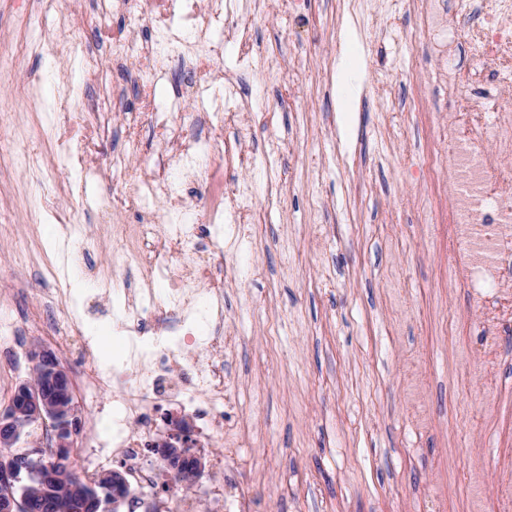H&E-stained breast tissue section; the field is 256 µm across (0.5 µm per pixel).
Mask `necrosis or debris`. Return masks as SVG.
<instances>
[{
	"label": "necrosis or debris",
	"instance_id": "4bbe7bcc",
	"mask_svg": "<svg viewBox=\"0 0 512 512\" xmlns=\"http://www.w3.org/2000/svg\"><path fill=\"white\" fill-rule=\"evenodd\" d=\"M82 24L98 27L105 14L122 13L128 20L126 34L113 33L101 45L119 64L121 79L112 91V108L124 111L129 96H136L139 111L173 145L143 173L110 186L99 195L97 209L136 207L141 218L126 249L115 257L107 281L112 298L121 307L115 322L126 339L124 355L104 366L91 349L80 323L60 310L55 302L44 303L36 315L43 322L51 345L76 353L79 370L76 388L81 396L97 395L105 386L120 397L112 407V440L86 443V470L105 468L112 455L122 456L138 481L152 479L140 466L143 442L151 435V412L160 402L189 403L202 440L224 433V374L214 354L223 339L199 336L195 327L202 315L198 283L217 276L211 260L199 258L200 238H208L212 253L224 251V224L238 222L249 212L246 190L224 193L208 179L207 170L224 153L225 105L241 94L238 83L224 73V31L233 25L239 0H97ZM477 68L495 66L501 79L512 78V21L502 11L484 14L480 25L467 33ZM97 54L88 51L82 79L66 80L58 95L69 106L58 112L52 100H41L38 120L56 130L53 151L73 167H85L95 140L72 133V126L101 104L86 96L84 86L95 74ZM187 69L189 83L173 84V95L156 97L159 83L174 72ZM448 105L458 116L448 137V180L453 190V223L462 225L459 258L472 288H496L512 278V164L492 159L490 147L512 152V106L492 94L476 95L473 103L462 99L456 66L445 62ZM192 100L193 111L182 104ZM166 204L165 222L156 225L153 205ZM35 219L52 213L64 227L65 247L57 256L52 278H67L70 271L89 262L91 252L80 248L85 230L76 207L52 208L45 200L29 201ZM143 274L140 302L129 300L128 271ZM165 283L156 295L154 283ZM191 342L194 354L182 351ZM189 371L187 383L165 388L166 374Z\"/></svg>",
	"mask_w": 512,
	"mask_h": 512
}]
</instances>
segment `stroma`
I'll return each instance as SVG.
<instances>
[{"label": "stroma", "mask_w": 512, "mask_h": 512, "mask_svg": "<svg viewBox=\"0 0 512 512\" xmlns=\"http://www.w3.org/2000/svg\"><path fill=\"white\" fill-rule=\"evenodd\" d=\"M425 0H249L262 53L240 61L224 42V72L251 92L224 117L226 162L211 175L248 187L257 204L243 232L224 240V436L208 444L224 473L188 487L196 512H512V315L494 313L451 256L448 134L456 121L437 48L423 36ZM59 18L49 0H0V123L18 142L0 152V324L19 339L0 363V409L30 376L26 352L46 335L33 314L54 285L48 239L60 228L28 221L24 194L85 204L94 251L71 275L66 307L96 355L124 352L103 282L122 243L95 206L104 187L48 154L37 98L80 75L90 28L46 58L20 54ZM355 33L353 45L343 39ZM356 90L352 111L337 80ZM139 149L126 152L128 126ZM113 151L136 176L164 149L146 115L113 113ZM47 153L49 173L20 172L21 149ZM25 241L30 261L11 254Z\"/></svg>", "instance_id": "1"}]
</instances>
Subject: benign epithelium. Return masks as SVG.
Wrapping results in <instances>:
<instances>
[{"mask_svg": "<svg viewBox=\"0 0 512 512\" xmlns=\"http://www.w3.org/2000/svg\"><path fill=\"white\" fill-rule=\"evenodd\" d=\"M32 363L30 378L20 384L8 406L0 411V447L16 448L26 441V449L20 453L0 457V512H27L28 496L24 480L33 474L45 496H55V487L68 485L71 494L80 504H89L85 485L75 474L74 452L82 429L81 409L75 403L68 369L56 354L39 345L28 352ZM37 422L51 425L53 435L50 460H45L41 447L30 440V428ZM167 437L155 442L152 451L175 467L173 477L192 473V482H197L203 472L201 456L192 449L176 443L182 435L183 423L174 416L163 417ZM112 484L123 486V491H114L112 500L118 504L131 495L124 475L112 474Z\"/></svg>", "mask_w": 512, "mask_h": 512, "instance_id": "1", "label": "benign epithelium"}]
</instances>
